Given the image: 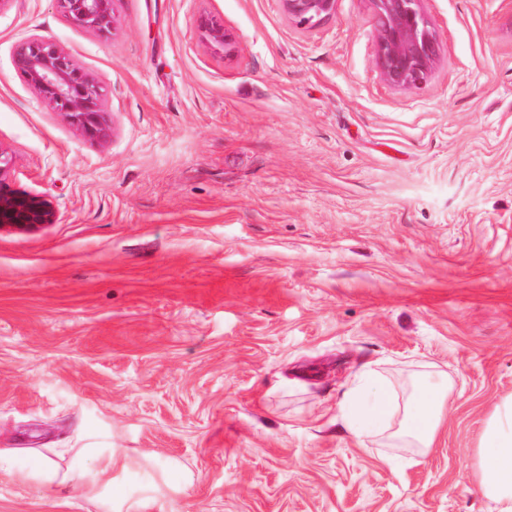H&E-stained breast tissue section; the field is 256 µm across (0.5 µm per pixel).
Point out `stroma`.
Instances as JSON below:
<instances>
[{
    "label": "stroma",
    "mask_w": 512,
    "mask_h": 512,
    "mask_svg": "<svg viewBox=\"0 0 512 512\" xmlns=\"http://www.w3.org/2000/svg\"><path fill=\"white\" fill-rule=\"evenodd\" d=\"M422 7L440 57L400 90L371 0L313 28L279 0H117L108 35L0 7L9 186L54 213L0 230V512H494L474 461L512 397V0ZM33 33L98 81L105 137L15 70ZM365 372L394 429L449 381L432 447L342 426ZM40 457L82 496L44 494ZM201 41L206 52L224 60L233 55L235 39L224 27V23L212 18H203L200 23ZM33 468L42 477L43 486L48 491L52 490L56 483L64 482H68L77 490L83 488V485L77 482V475L74 472L61 473L56 463L51 459H37L33 463Z\"/></svg>",
    "instance_id": "35a3bbf8"
}]
</instances>
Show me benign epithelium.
Masks as SVG:
<instances>
[{
    "instance_id": "1",
    "label": "benign epithelium",
    "mask_w": 512,
    "mask_h": 512,
    "mask_svg": "<svg viewBox=\"0 0 512 512\" xmlns=\"http://www.w3.org/2000/svg\"><path fill=\"white\" fill-rule=\"evenodd\" d=\"M74 24L100 34L116 30V0H55ZM283 11L303 27H314L336 13V0H280ZM377 67L392 88L420 87L431 78L440 46L422 0H372ZM201 41L206 52L224 59L234 53L235 39L224 23L204 18ZM18 73L51 108L91 137L105 134L107 106L96 79L77 68L56 43L32 34L13 50ZM11 158L0 147V229L31 230L52 221L53 212L39 196L9 188Z\"/></svg>"
}]
</instances>
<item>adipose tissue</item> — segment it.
<instances>
[{"instance_id":"adipose-tissue-1","label":"adipose tissue","mask_w":512,"mask_h":512,"mask_svg":"<svg viewBox=\"0 0 512 512\" xmlns=\"http://www.w3.org/2000/svg\"><path fill=\"white\" fill-rule=\"evenodd\" d=\"M446 393L420 387L413 393L399 436L432 447L446 412ZM390 402L371 376H362L342 403L344 425L355 437L376 434L388 425ZM477 468L485 496L496 512H512V397L498 405L490 417L477 450Z\"/></svg>"}]
</instances>
